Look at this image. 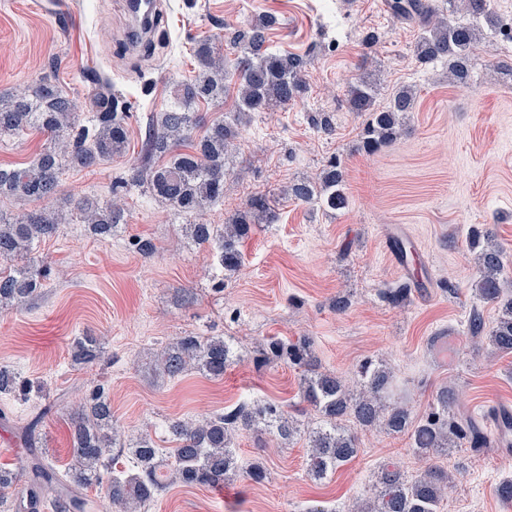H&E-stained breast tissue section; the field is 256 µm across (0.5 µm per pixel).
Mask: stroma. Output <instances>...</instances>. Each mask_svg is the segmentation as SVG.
I'll list each match as a JSON object with an SVG mask.
<instances>
[{
    "instance_id": "35a3bbf8",
    "label": "stroma",
    "mask_w": 512,
    "mask_h": 512,
    "mask_svg": "<svg viewBox=\"0 0 512 512\" xmlns=\"http://www.w3.org/2000/svg\"><path fill=\"white\" fill-rule=\"evenodd\" d=\"M45 2L0 0V93L49 79L85 112L93 91L85 75L96 70L131 114L126 152L91 169H64L62 197L111 202L113 182L139 161L147 123L165 111L175 82L196 75L199 40L220 41L226 82L236 87L233 33L275 14L270 49L305 58L308 90L287 108L252 113L239 125L224 198L195 217L225 224L253 194L274 200L277 221L254 225L236 273H224L209 246L186 236L184 218L137 187L127 192L125 222L112 237L63 224L37 244L42 293L27 306L0 309V366L45 392L0 393V466L27 461L18 428L49 401L55 408L41 427L42 451L65 468L69 406L99 386L119 430L150 435L164 449L169 419H199L244 402L275 401L308 421L314 412L300 398L301 368L255 363L274 338H310L322 369L346 380L364 362L386 366L417 419L443 388L480 419L512 406V354L487 345L473 351L468 333L473 310L489 323L498 316L475 288L472 230L492 231L504 253L503 293L512 296V40L488 35L462 86L449 82L444 62L418 63V28L394 19L388 0H160L154 31L135 54L127 47L125 0H79L75 8L56 0L53 9ZM51 57L58 60L53 69ZM371 70L382 78L377 105L404 84L415 87L416 99L398 138L369 154L361 144L365 117L346 98L349 83ZM323 119L328 129L320 128ZM333 159L345 169L344 209L284 196L291 182L316 176ZM388 224L409 231L431 272L428 287L410 286L387 261ZM139 238L151 240L155 252H137ZM399 288L409 298L396 307L386 295ZM340 295L349 300L342 313L334 308ZM191 332L232 343L236 356L223 378L155 372L162 344ZM80 336L104 339V361L74 363ZM358 438L356 458L317 481L307 473L305 441L281 448L239 432L234 448L243 471L233 481L217 488L168 483L141 512H347L372 495L382 465L409 478L421 472L408 435L373 428ZM255 463L268 472L263 482L246 473ZM443 465L453 481L440 512H512V502L494 493L512 476V450L474 452L463 442Z\"/></svg>"
}]
</instances>
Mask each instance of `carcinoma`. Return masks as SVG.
<instances>
[{
    "label": "carcinoma",
    "instance_id": "carcinoma-1",
    "mask_svg": "<svg viewBox=\"0 0 512 512\" xmlns=\"http://www.w3.org/2000/svg\"><path fill=\"white\" fill-rule=\"evenodd\" d=\"M494 0H448L443 11L429 0H392L390 10L397 18H415L420 33L415 46L418 62L444 60L448 78L465 84L475 64V47L482 28L499 27ZM274 17L262 15L246 30H238L232 43L240 48L237 69L238 110L229 121L213 123L205 135L181 149L199 124L196 105L201 101H224V55L211 40L197 44L198 73L177 82L173 100L149 127L145 154L131 178L112 185L119 195L131 185L166 202L174 212L192 218L206 206L224 197L225 163L233 146L238 125L253 112H274L287 107L306 91V61L292 53H273L266 46L267 31ZM89 81L99 86L93 112L76 111L75 102L57 84L42 80L14 94H0V138L27 129L41 131L45 143L25 167L0 168V198L13 197L43 201L57 196L59 176L65 168L96 167L122 154L128 143V113L119 97L104 86L100 75L91 71ZM378 87L373 77L349 84L347 103L353 112H368L362 129L364 147L374 151L391 142L402 127L404 115L413 109L416 92L410 86L394 89L387 106H375ZM286 194L307 203L319 202L339 210L347 205L342 165L333 160L319 176L291 184ZM77 217L90 233L100 239L112 236L122 223L118 200L102 206L91 197L72 202L70 209H32L13 217L0 212V304L21 307L41 288L42 274L35 243L53 237L58 225ZM277 218L272 201L264 194L252 196L245 209L223 226L191 223L188 234L199 245L213 247L219 265L236 272L243 263L242 243L254 224H273ZM471 247L476 255V291L487 303L499 305V317L487 327L480 311L469 318V332L475 343L483 340L502 353L512 352V298H503L499 275L503 253L490 235L472 232ZM104 355L93 338L76 342L74 359L93 363ZM287 359L304 368L301 395L318 419L302 426L275 402L241 404L216 417L192 423L181 418L169 421L167 432L174 443L166 457L147 434L125 440L112 420V407L105 388L94 390L76 406L72 416V459L62 474L38 455L29 471L0 469V505L11 494L15 512H39L50 504L51 512H87L84 490L107 481L106 494L117 512H137L152 501L165 486V478L185 485L217 487L232 480L240 470L231 447L236 431H256L286 448L298 437L307 441L308 473L323 480L354 458L359 449L356 433L345 422L362 429L384 426L389 432L406 434L413 453L428 462L422 472L407 478L396 467H386L376 477L375 497L357 503L352 512H439L448 489L449 474L430 463L448 455V450L465 440L480 450L493 442L492 434L472 416L460 410L453 392L437 395V406L425 417L414 420L409 410L392 401L393 377L383 366H366L356 384L349 386L334 373L318 371L311 341H271L259 364ZM232 351L222 337L187 334L161 347L159 370L175 378L196 370L210 378L224 377ZM128 449L133 469H109V452Z\"/></svg>",
    "mask_w": 512,
    "mask_h": 512
}]
</instances>
